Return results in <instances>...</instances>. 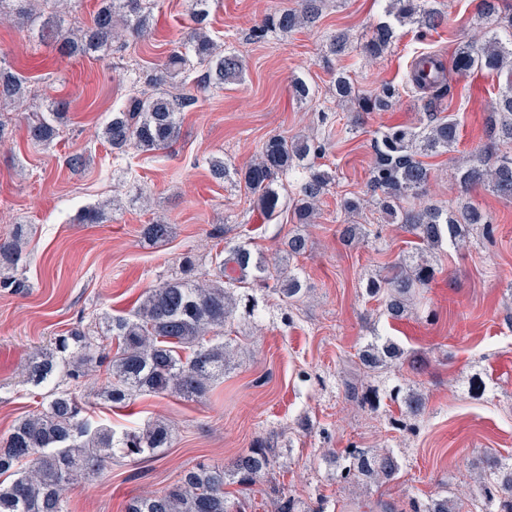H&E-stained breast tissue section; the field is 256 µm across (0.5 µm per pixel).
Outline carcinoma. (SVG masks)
Here are the masks:
<instances>
[{"label": "carcinoma", "mask_w": 512, "mask_h": 512, "mask_svg": "<svg viewBox=\"0 0 512 512\" xmlns=\"http://www.w3.org/2000/svg\"><path fill=\"white\" fill-rule=\"evenodd\" d=\"M69 0H54V5H34L31 0H0V24L14 16L37 31L41 40L52 41L64 56H86L106 51L128 37L148 35L153 0H101L92 25L75 29L66 25L65 8ZM327 0H298L294 8H283L269 15L257 33L269 29L283 33L313 28L323 16ZM210 0H191L194 27L186 52L175 50L154 72L146 75L141 89L133 86L125 104L112 113L101 129V137L118 152H156L169 148L181 135V112L193 104V97L171 95L163 86L198 67L204 69L203 82L222 85L243 80L245 65L234 50L220 49L206 32ZM481 15L492 21L482 39L462 41L455 48L451 69L462 75L480 70L506 75L492 108L494 119L486 136L491 142L512 144V17L500 16L498 0H479ZM386 20L378 23L363 46L365 56L378 58L396 39L399 26L411 25L430 31L444 21L441 0H386ZM351 44L348 32L340 30L328 39V52L345 54ZM411 84L426 94L425 120L413 127L391 126L377 133L373 148L376 162L370 186L381 192L377 205L392 221L402 225L414 238V251L387 267L380 278L368 284L367 291L380 301L383 313L399 320L412 313L416 292L428 287L435 268L424 255L448 243L454 247L468 240L478 226L483 235L493 233L488 214L466 202L454 210L420 203L431 179V168L423 161L454 151L460 135L455 115L447 113L451 86L443 63L431 55L416 59ZM336 102H358L363 112H386L400 98L397 88L387 84L380 91L360 96L350 78L342 73L334 81ZM25 80L6 66L0 57V107L21 98ZM68 109L64 100H49L48 115H33L28 135L36 144L49 143L57 135L54 122L63 119ZM325 144L312 137L280 136L267 139L255 160L244 168H233L222 156L209 162V173L217 182L245 183L256 195L257 209L266 217L281 205L283 178L299 167L305 176L297 182L291 199L294 218L309 224L321 197L334 181V175L316 160L325 154ZM459 192L469 194L482 187L500 199L512 201V151L483 148L457 162ZM104 208H85L77 217L81 224L104 222ZM145 238L163 242L172 234L171 225L158 220L142 228ZM343 235L365 240L377 232L363 224H347ZM285 254L294 258L305 254L309 243L302 234H291ZM215 279L203 283L192 277L194 262L184 259L181 276L166 279L147 289L135 309L124 315L103 317L101 335L92 336L75 327L58 339L55 349L42 350L26 366L27 380L39 386L50 380L60 367L58 355L74 350L67 362V376L75 385L94 368H105L104 383L95 397L117 407L129 406L142 394H176L203 399L224 378L233 353L224 343V327L238 303H248V311L259 314L258 302L234 296L231 286L247 278L272 287L287 299L303 294L299 273L278 262L266 265L245 244L224 250ZM21 250L16 241H0V288L18 286L16 274ZM361 364L379 372L392 365H407L415 374L423 373L422 363L392 339L375 337L359 354ZM348 397L362 406L374 405L375 390L348 388ZM406 417L417 422L424 413L425 400L415 389L395 390ZM90 399L75 392L54 389L36 410L18 419L7 438H0V512H67L65 494L79 480L103 473L112 458L136 460L155 456L169 447L171 434L162 422L139 429L117 431L86 416ZM279 454L274 442L261 439L243 452L230 470L195 465L164 491L134 498L126 512H245L243 504L230 500L224 486L235 485L241 494L273 474ZM488 472L477 487L476 499L496 506L497 512H512V464L496 453H486L480 461ZM336 479L354 486L386 483L401 469L398 455L390 450L373 451L350 446L333 458ZM456 505L446 496L425 502L408 501L409 512H455Z\"/></svg>", "instance_id": "carcinoma-1"}]
</instances>
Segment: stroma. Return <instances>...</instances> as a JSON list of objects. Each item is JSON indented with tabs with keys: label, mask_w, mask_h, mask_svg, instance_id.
<instances>
[{
	"label": "stroma",
	"mask_w": 512,
	"mask_h": 512,
	"mask_svg": "<svg viewBox=\"0 0 512 512\" xmlns=\"http://www.w3.org/2000/svg\"><path fill=\"white\" fill-rule=\"evenodd\" d=\"M293 3L211 0L208 34L243 57L245 79L203 92L188 79L186 90L197 103L181 114L182 134L170 148L151 154H115L99 131L144 71L185 41L192 25L189 0H157L149 39L113 45L94 59L58 56L19 23L0 26V51L28 80L24 98L0 110V240L17 235L22 243V285L0 288V437L42 400V388L23 374L35 350L52 348L76 324L91 327L102 314L129 312L147 288L178 274L184 257L195 259L196 278L204 282L225 246L245 243L268 259L288 234L309 239L308 252L293 261L308 286L298 304L252 280L238 284V293L256 297L263 314L257 320L238 310L241 346L209 399L143 394L121 410L103 402L94 406V419L117 429L164 420L172 444L155 457L115 459L102 475L71 486L68 512H124L129 498L167 488L186 467L231 468L262 437L274 439L280 451L273 482L303 507L320 504L326 512H362L366 506L406 512L412 497L469 502L485 451L512 463V202L473 191L493 219V236H471L458 252L437 251L435 278L422 305L399 321L383 315L366 288L408 250L409 234L382 221L372 205L359 221L377 225L376 241L348 246L339 237L343 198L367 190L376 133L414 126L421 118L422 102L408 83L412 61L423 54L450 61L459 41L483 32L477 0H443L440 27L424 34L399 27L394 44L374 61L360 43L382 18L385 0H328L318 27L256 35L274 8ZM339 30L349 32L352 47L343 57L327 56L326 39ZM342 69L363 95L395 85L399 102L354 124L357 103H329L334 75ZM298 76L315 90L313 102L294 99L291 84ZM450 84L448 110L460 122L462 158L487 142L485 122L499 80L480 72L454 74ZM60 97L70 109L58 135L49 145H33L29 113ZM302 134L325 141L321 162L336 173L311 223H296L288 209L266 219L243 185L217 183L209 175L211 156L237 168L269 137ZM76 155L82 166H71ZM431 163L427 202L454 206V163L444 155ZM143 190L149 203L138 200ZM107 200L113 208L106 222L78 223L82 209ZM159 219L172 225L170 238L144 240L142 225ZM377 336L394 338L424 358L426 371L415 375L394 366L381 378L359 367L358 350ZM400 382L426 400L414 432L389 425V416L399 413L389 399L361 409L345 395L350 385L379 389ZM303 418L310 429L299 427ZM354 444L395 450L401 460L397 479L364 488L337 481L325 458ZM270 483L248 492L246 512H274Z\"/></svg>",
	"instance_id": "1"
}]
</instances>
